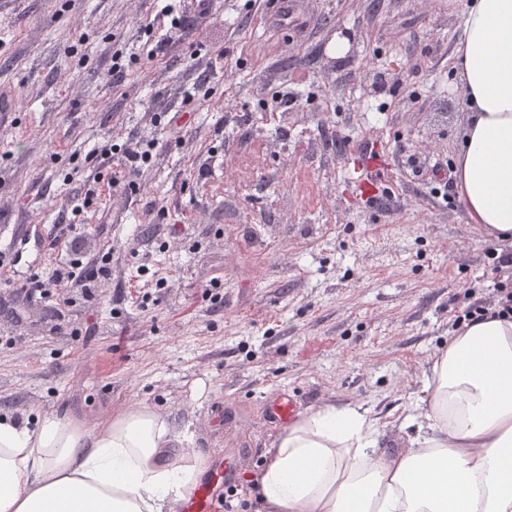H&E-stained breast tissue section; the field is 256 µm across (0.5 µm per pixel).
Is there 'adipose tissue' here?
<instances>
[{"label":"adipose tissue","mask_w":512,"mask_h":512,"mask_svg":"<svg viewBox=\"0 0 512 512\" xmlns=\"http://www.w3.org/2000/svg\"><path fill=\"white\" fill-rule=\"evenodd\" d=\"M468 110L456 188L469 223L512 238V0H473L456 49ZM409 447L377 445L370 410L297 417L255 478L264 512H512V316L448 339L422 385ZM204 462L168 414L134 404L94 425L0 418V512H171Z\"/></svg>","instance_id":"obj_1"}]
</instances>
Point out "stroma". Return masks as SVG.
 <instances>
[{"label": "stroma", "instance_id": "stroma-1", "mask_svg": "<svg viewBox=\"0 0 512 512\" xmlns=\"http://www.w3.org/2000/svg\"><path fill=\"white\" fill-rule=\"evenodd\" d=\"M465 2L301 0L277 24L272 0H212L151 60L154 0H0V416L91 423L146 404L246 486L280 397L363 404L379 447H405L465 286L494 284L488 251L512 257L430 182L465 125ZM287 92L296 108L272 111ZM145 142L131 179L99 153ZM379 164L387 181L361 202L350 176ZM69 224L84 262L109 253L108 276L18 301L70 262L74 245L42 246Z\"/></svg>", "mask_w": 512, "mask_h": 512}]
</instances>
